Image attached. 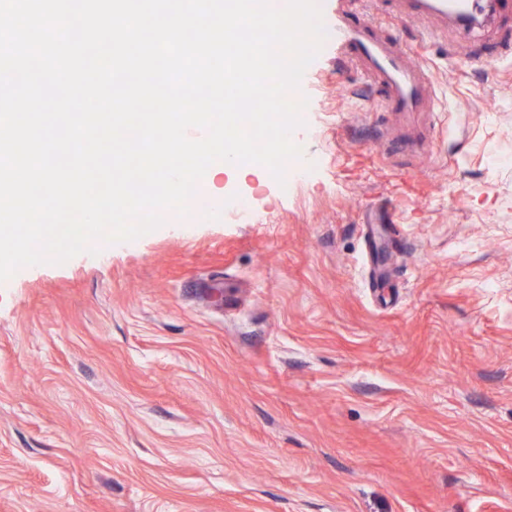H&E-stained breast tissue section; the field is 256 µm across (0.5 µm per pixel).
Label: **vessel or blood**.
Returning <instances> with one entry per match:
<instances>
[{"label":"vessel or blood","instance_id":"b4317fda","mask_svg":"<svg viewBox=\"0 0 512 512\" xmlns=\"http://www.w3.org/2000/svg\"><path fill=\"white\" fill-rule=\"evenodd\" d=\"M421 13L464 24L474 11V0H412ZM385 0H360L351 7L337 0L332 31L342 64L359 69L372 80L385 112H419L425 106L430 78L424 63L415 61L395 38L381 34Z\"/></svg>","mask_w":512,"mask_h":512}]
</instances>
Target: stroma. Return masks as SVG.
Masks as SVG:
<instances>
[{"label": "stroma", "instance_id": "obj_1", "mask_svg": "<svg viewBox=\"0 0 512 512\" xmlns=\"http://www.w3.org/2000/svg\"><path fill=\"white\" fill-rule=\"evenodd\" d=\"M324 41L285 182L0 283V512H512V0ZM336 1L331 29L340 62L372 80L383 112H421L430 85L426 66L400 48L391 35L381 34L382 23L375 19L389 15L384 4L395 1L361 0L358 8L350 6L352 1Z\"/></svg>", "mask_w": 512, "mask_h": 512}]
</instances>
